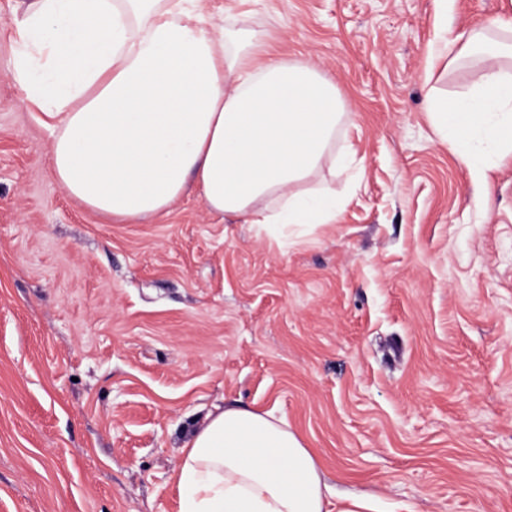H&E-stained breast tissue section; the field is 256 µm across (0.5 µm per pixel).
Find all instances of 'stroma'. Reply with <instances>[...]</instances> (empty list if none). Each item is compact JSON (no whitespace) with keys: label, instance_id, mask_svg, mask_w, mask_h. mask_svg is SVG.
Instances as JSON below:
<instances>
[{"label":"stroma","instance_id":"stroma-1","mask_svg":"<svg viewBox=\"0 0 512 512\" xmlns=\"http://www.w3.org/2000/svg\"><path fill=\"white\" fill-rule=\"evenodd\" d=\"M26 0H0V512H180L216 409L275 410L337 495L379 512H512V159L488 189L436 134L426 74L512 0H205L346 101L362 161L335 223L281 242L195 189L138 223L71 198L12 79Z\"/></svg>","mask_w":512,"mask_h":512}]
</instances>
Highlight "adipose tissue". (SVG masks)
Segmentation results:
<instances>
[{"label": "adipose tissue", "mask_w": 512, "mask_h": 512, "mask_svg": "<svg viewBox=\"0 0 512 512\" xmlns=\"http://www.w3.org/2000/svg\"><path fill=\"white\" fill-rule=\"evenodd\" d=\"M202 0H30L12 77L31 109L53 119L51 163L69 195L126 221L157 214L195 180L207 208L285 239L335 223L345 195L301 188L326 159L348 109L313 63L279 53L269 34L213 24ZM498 21L457 49L476 78L429 113L483 181L477 154L512 157V67L489 50ZM180 512H370L332 498L318 459L284 417L247 408L209 414L176 473Z\"/></svg>", "instance_id": "1"}]
</instances>
